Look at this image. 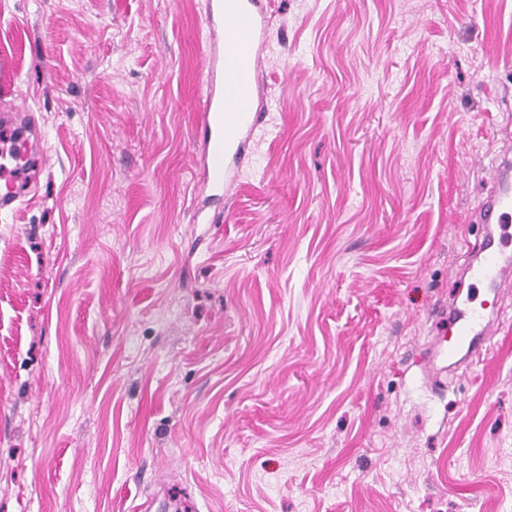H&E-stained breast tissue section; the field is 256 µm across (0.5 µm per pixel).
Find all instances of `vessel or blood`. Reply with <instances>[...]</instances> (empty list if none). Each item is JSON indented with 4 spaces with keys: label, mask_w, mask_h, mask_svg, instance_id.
<instances>
[{
    "label": "vessel or blood",
    "mask_w": 512,
    "mask_h": 512,
    "mask_svg": "<svg viewBox=\"0 0 512 512\" xmlns=\"http://www.w3.org/2000/svg\"><path fill=\"white\" fill-rule=\"evenodd\" d=\"M264 0H207L205 23L208 46L204 70L206 90L197 107L196 128L200 142L202 172L216 197H224L233 186L231 171L247 156L246 141L262 122L264 104L258 78L262 51L270 41ZM6 186L0 189V213L14 211L23 198L36 193L32 177L23 176L21 166L0 167ZM492 189L483 204L488 224L512 222V160L501 159L490 176ZM486 257L471 272L472 279L495 290L500 273L501 249L494 235H487ZM453 336L436 335L423 344L418 364L431 382H439L441 361L467 349L472 361L483 362L491 347L474 349L475 340L489 332L484 306L465 303L455 308Z\"/></svg>",
    "instance_id": "1"
}]
</instances>
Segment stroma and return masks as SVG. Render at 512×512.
I'll list each match as a JSON object with an SVG mask.
<instances>
[{"instance_id": "stroma-1", "label": "stroma", "mask_w": 512, "mask_h": 512, "mask_svg": "<svg viewBox=\"0 0 512 512\" xmlns=\"http://www.w3.org/2000/svg\"><path fill=\"white\" fill-rule=\"evenodd\" d=\"M205 4L0 0L46 149L0 215V512H512V267L489 361L411 356L488 297L512 0H272L219 224ZM487 226L489 232L485 237V243L483 246L485 251H488L487 256L485 257L482 264H480L471 271V277L476 283L484 285L486 290L495 291L499 273L503 269V267L509 265V258H503V264L499 268V261L503 252L498 247V245L504 247V241L501 237H499L497 245L495 242L494 234L489 228V226L491 225Z\"/></svg>"}]
</instances>
